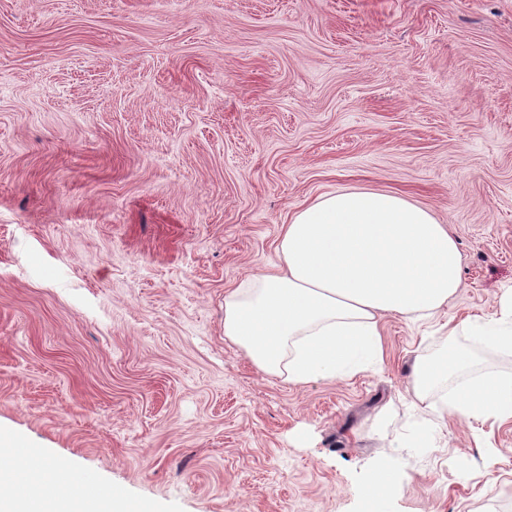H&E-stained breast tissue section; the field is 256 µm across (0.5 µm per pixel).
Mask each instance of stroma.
Wrapping results in <instances>:
<instances>
[{
	"instance_id": "1",
	"label": "stroma",
	"mask_w": 512,
	"mask_h": 512,
	"mask_svg": "<svg viewBox=\"0 0 512 512\" xmlns=\"http://www.w3.org/2000/svg\"><path fill=\"white\" fill-rule=\"evenodd\" d=\"M450 225L462 286L294 385L224 293L318 196ZM512 289V0H0V436L151 512H512V423L416 398ZM454 342H447L449 329ZM478 355L479 352L472 355L450 354L432 365L418 367L413 373V381L419 398L423 397L425 388L430 387L432 381L447 379L450 374L468 369Z\"/></svg>"
}]
</instances>
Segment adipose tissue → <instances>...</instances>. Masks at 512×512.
<instances>
[{
  "label": "adipose tissue",
  "mask_w": 512,
  "mask_h": 512,
  "mask_svg": "<svg viewBox=\"0 0 512 512\" xmlns=\"http://www.w3.org/2000/svg\"><path fill=\"white\" fill-rule=\"evenodd\" d=\"M274 273L245 277L224 295V336L267 375L293 384L345 380L383 362L380 319L435 314L461 286L448 225L405 197L365 189L319 196L284 225ZM483 350L512 352V290L499 316L476 325ZM451 414L512 422V376L472 375ZM31 492L0 489V512H135L117 493L87 497L33 471Z\"/></svg>",
  "instance_id": "ef3b65f1"
}]
</instances>
